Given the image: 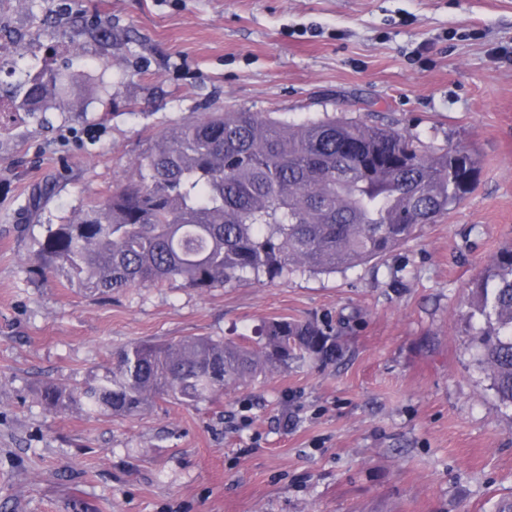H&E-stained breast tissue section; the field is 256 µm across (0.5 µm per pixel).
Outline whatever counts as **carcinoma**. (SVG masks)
Instances as JSON below:
<instances>
[{
    "label": "carcinoma",
    "instance_id": "carcinoma-1",
    "mask_svg": "<svg viewBox=\"0 0 512 512\" xmlns=\"http://www.w3.org/2000/svg\"><path fill=\"white\" fill-rule=\"evenodd\" d=\"M58 71L22 73L13 109H66ZM478 160L465 146L436 148L391 126L336 115L283 124L265 112H212L151 142L136 177L63 224L35 253L100 294L273 281L343 271L412 239L470 193ZM469 319L481 318L476 360L497 401L512 407V245L471 280ZM255 347L208 336L136 341L85 389L43 387L56 411L128 417L156 399L197 406L226 388L341 356L329 322L270 321Z\"/></svg>",
    "mask_w": 512,
    "mask_h": 512
}]
</instances>
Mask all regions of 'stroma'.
Returning <instances> with one entry per match:
<instances>
[{
    "label": "stroma",
    "instance_id": "35a3bbf8",
    "mask_svg": "<svg viewBox=\"0 0 512 512\" xmlns=\"http://www.w3.org/2000/svg\"><path fill=\"white\" fill-rule=\"evenodd\" d=\"M1 43L62 71L76 104L13 112L0 79V512H494L512 495V409L467 315L512 243V0H0ZM239 107L389 124L473 148L480 171L459 208L347 271L101 295L34 265L46 227L129 181L153 137ZM277 317L345 322L341 357L197 409L41 401L128 343H251Z\"/></svg>",
    "mask_w": 512,
    "mask_h": 512
}]
</instances>
